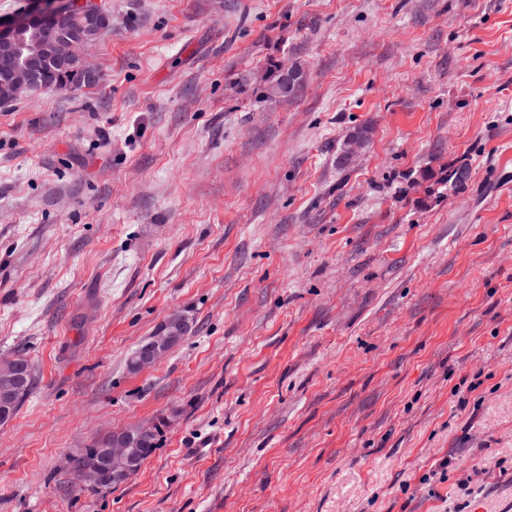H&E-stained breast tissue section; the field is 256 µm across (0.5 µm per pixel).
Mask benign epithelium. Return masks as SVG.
<instances>
[{
  "mask_svg": "<svg viewBox=\"0 0 512 512\" xmlns=\"http://www.w3.org/2000/svg\"><path fill=\"white\" fill-rule=\"evenodd\" d=\"M48 15L55 17L56 26L76 21V28L103 31L110 24L109 15L92 5H78L76 0H33L31 9L21 19L0 26V38L7 39L17 31L39 23ZM91 42L72 36L61 37L52 31L45 43L34 49L21 65L5 59L0 65V103L20 99L32 92L47 88L41 74L48 65L62 72L55 83L59 90H69L97 78L96 69L86 58ZM185 319L171 316L149 339L142 344L130 361V368L140 372L158 362L181 336ZM0 373V423L7 424L15 417L18 398L26 385L25 364L18 358L1 360ZM156 430L154 425L139 424L120 431H113L100 439L102 448L94 453L88 469L100 483L120 481L139 463L138 442Z\"/></svg>",
  "mask_w": 512,
  "mask_h": 512,
  "instance_id": "1",
  "label": "benign epithelium"
}]
</instances>
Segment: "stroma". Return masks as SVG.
<instances>
[{
  "instance_id": "35a3bbf8",
  "label": "stroma",
  "mask_w": 512,
  "mask_h": 512,
  "mask_svg": "<svg viewBox=\"0 0 512 512\" xmlns=\"http://www.w3.org/2000/svg\"><path fill=\"white\" fill-rule=\"evenodd\" d=\"M98 2V82L0 105V512H500L512 0ZM137 424L132 479L75 476ZM182 316L174 315L167 319L163 325L149 339L142 344L130 361L133 372H140L158 362L170 350L171 345L181 336V330L185 326ZM132 352V353H133ZM131 353V355H132ZM130 355V356H131ZM16 357L17 358L0 361L3 374L2 381L0 378V422H2L3 425L8 424L15 417L18 398L26 385L25 364L20 359L27 362L29 372L27 390L18 404L17 412L32 391L34 385V371L32 365L24 357Z\"/></svg>"
}]
</instances>
